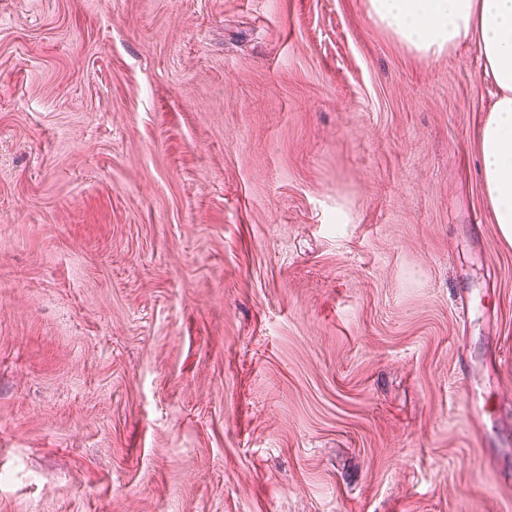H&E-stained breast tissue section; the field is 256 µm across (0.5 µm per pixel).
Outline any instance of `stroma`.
I'll return each instance as SVG.
<instances>
[{
	"label": "stroma",
	"mask_w": 512,
	"mask_h": 512,
	"mask_svg": "<svg viewBox=\"0 0 512 512\" xmlns=\"http://www.w3.org/2000/svg\"><path fill=\"white\" fill-rule=\"evenodd\" d=\"M479 72L363 0H0V512H512ZM478 370L475 367L469 365L468 363L464 366L463 382L469 387L467 406L469 408L470 417L481 422L483 421L484 416L487 413V401L478 387L476 375Z\"/></svg>",
	"instance_id": "1"
}]
</instances>
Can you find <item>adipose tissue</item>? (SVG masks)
I'll list each match as a JSON object with an SVG mask.
<instances>
[{"label":"adipose tissue","instance_id":"ef3b65f1","mask_svg":"<svg viewBox=\"0 0 512 512\" xmlns=\"http://www.w3.org/2000/svg\"><path fill=\"white\" fill-rule=\"evenodd\" d=\"M368 20L424 59L474 44L492 90L477 131L482 193L512 244V0H365Z\"/></svg>","mask_w":512,"mask_h":512}]
</instances>
